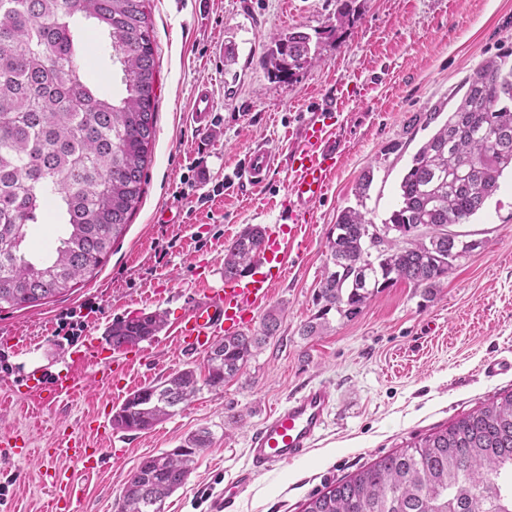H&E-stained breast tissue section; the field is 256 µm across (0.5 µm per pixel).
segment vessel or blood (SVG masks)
<instances>
[{
  "mask_svg": "<svg viewBox=\"0 0 512 512\" xmlns=\"http://www.w3.org/2000/svg\"><path fill=\"white\" fill-rule=\"evenodd\" d=\"M190 120L198 131H206L214 120L212 95L208 88L198 89L192 103ZM301 146L290 158L291 223L271 232L266 239L257 266L244 276L225 280L223 287L206 290L176 325L179 347L188 352L204 350L214 336L232 335L242 329L247 313L259 308L272 288L274 269L280 268V237L297 239L304 230L311 208L327 194L341 156L334 132L324 120H308L301 129ZM275 161L265 146L248 152L241 176L253 185L264 182ZM39 404L46 405L76 394L80 384L74 370L52 380L30 374L22 382ZM333 403L329 387H309L290 397L260 423L248 440V470L244 481H251L276 466L290 463L309 452L326 425Z\"/></svg>",
  "mask_w": 512,
  "mask_h": 512,
  "instance_id": "vessel-or-blood-1",
  "label": "vessel or blood"
}]
</instances>
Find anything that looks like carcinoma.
I'll return each instance as SVG.
<instances>
[{"label":"carcinoma","instance_id":"obj_1","mask_svg":"<svg viewBox=\"0 0 512 512\" xmlns=\"http://www.w3.org/2000/svg\"><path fill=\"white\" fill-rule=\"evenodd\" d=\"M149 0H0V308L36 306L69 291L103 264L137 210L155 138L156 59ZM351 16L343 0L329 31ZM81 18L102 30L100 60L119 66L124 95L116 100L91 76ZM320 40L296 29L276 33L262 59L269 78L291 82L319 63ZM463 96L413 155L399 184L400 206L386 224L401 236L381 244L380 264L362 266L360 210L373 182L364 172L357 206L343 209L329 239L321 308L303 326L315 335L334 311L353 318L383 289L407 280L433 298L468 249L448 233L481 211L512 171V64L484 63L461 85ZM64 226L47 257L25 251L29 227L44 211ZM264 228L246 227L225 249L224 277L248 272ZM268 313L259 334L214 343L207 375L184 368L131 393L112 425L144 432L187 406L204 389L217 392L277 331ZM160 312L112 322V347L136 346L164 326ZM206 428L181 444L142 458L127 479L118 512H164L197 455L209 447ZM305 512H512V391L360 469L313 496Z\"/></svg>","mask_w":512,"mask_h":512}]
</instances>
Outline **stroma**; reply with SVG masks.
Returning <instances> with one entry per match:
<instances>
[{
  "mask_svg": "<svg viewBox=\"0 0 512 512\" xmlns=\"http://www.w3.org/2000/svg\"><path fill=\"white\" fill-rule=\"evenodd\" d=\"M337 0H150L158 71L156 128L138 210L106 263L50 302L0 309V437L27 447L65 432L97 449L101 468L0 450V512H46L53 471L79 493V512H116L141 459L176 448L206 427L213 443L169 497L164 512H214L227 485L241 483L253 431L274 406L307 386L326 385L333 405L316 446L242 488L234 512H304L325 487L443 429L512 391V373L491 378L483 364L512 358V175L484 209L448 231L472 252L460 258L429 300L408 281L383 289L353 318L330 314V326L306 336L336 216L355 205L364 171L374 180L365 208L382 223L398 200L413 154L432 134L414 115L451 112L461 82L487 60L512 54V0H356L348 25L327 32ZM296 28L321 33L319 65L292 83L271 82L262 65L272 35ZM238 50L237 80L224 91L221 49ZM214 100V122L201 133L186 119L199 86ZM343 103L332 123L341 157L326 197L307 217L300 249L284 260L270 298L244 327L259 332L270 311L280 327L223 390L201 391L189 406L141 433L112 427V414L134 390L206 356L182 351L172 329L194 299L224 280V250L250 225L288 221L289 157L303 121L329 101ZM263 144L277 155L268 180L242 183L247 152ZM208 271L207 281L197 274ZM84 316L77 336H59L62 317ZM160 311L166 325L131 350H113V320ZM95 343L122 380L97 382V365L79 373L75 397L39 407L15 398V381L71 366Z\"/></svg>",
  "mask_w": 512,
  "mask_h": 512,
  "instance_id": "35a3bbf8",
  "label": "stroma"
}]
</instances>
